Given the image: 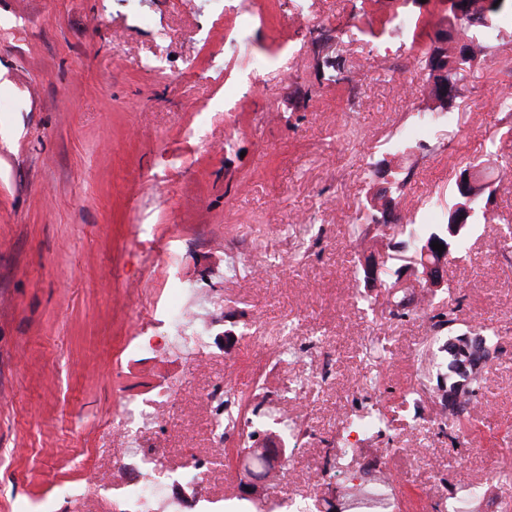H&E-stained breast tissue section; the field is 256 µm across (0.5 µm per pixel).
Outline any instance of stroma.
Returning a JSON list of instances; mask_svg holds the SVG:
<instances>
[{"label": "stroma", "mask_w": 512, "mask_h": 512, "mask_svg": "<svg viewBox=\"0 0 512 512\" xmlns=\"http://www.w3.org/2000/svg\"><path fill=\"white\" fill-rule=\"evenodd\" d=\"M241 0L246 68L224 0H0V512H36L92 481L81 512H111L121 493L113 440L123 397L169 400L141 443L163 472L217 445L205 399L219 382L263 387L304 413L289 469L256 496L328 512L309 485L343 418L367 403L389 424L358 440L356 468L386 464L403 512H441L443 491L482 481L475 512L512 502V246L483 226L446 265L465 325L494 326L478 419L444 427L445 409L416 390L434 347L429 315L391 317L393 291L354 293L357 228L382 161L405 173L403 220L432 223L453 203L455 177L493 153L512 168V112L496 107L512 71V17L459 75L454 107L400 153L399 126L427 112L416 62L446 22L439 0ZM342 60L345 81L332 68ZM237 86L225 101L224 86ZM197 288L186 350H140L160 333L157 271ZM270 273L256 280L253 269ZM288 370L255 382L267 343ZM331 385L309 384L317 355ZM306 381L295 394L296 381ZM235 461L195 478L214 512L240 495Z\"/></svg>", "instance_id": "stroma-1"}]
</instances>
